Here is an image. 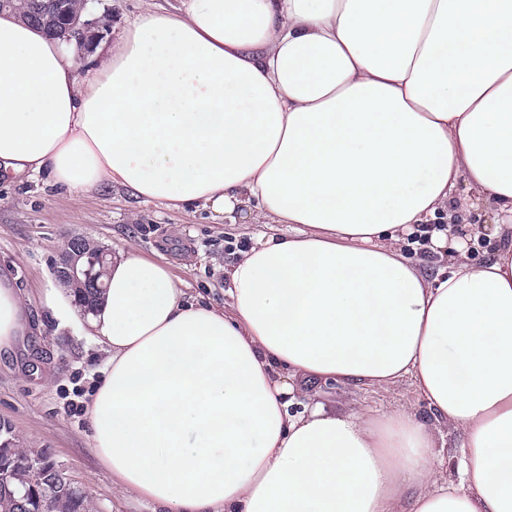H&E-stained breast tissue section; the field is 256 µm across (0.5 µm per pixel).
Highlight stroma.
Instances as JSON below:
<instances>
[{"label":"stroma","mask_w":512,"mask_h":512,"mask_svg":"<svg viewBox=\"0 0 512 512\" xmlns=\"http://www.w3.org/2000/svg\"><path fill=\"white\" fill-rule=\"evenodd\" d=\"M262 225L224 221L204 209H173L142 202L120 189L81 199L51 185L46 177L0 178V264L11 266L34 326L16 355L0 358V423L29 455L48 453L94 512H152L123 495L94 455L87 415L72 413L87 402L104 366V355L89 340L82 317L55 318L47 295L53 268L67 237L84 236L109 251L134 252L167 265L189 295L217 305L227 302L224 269L252 245ZM322 401L349 412L411 409L430 413L409 382L364 389L334 382L300 383L289 411L301 414Z\"/></svg>","instance_id":"stroma-1"}]
</instances>
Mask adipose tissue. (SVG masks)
<instances>
[{"label":"adipose tissue","instance_id":"obj_1","mask_svg":"<svg viewBox=\"0 0 512 512\" xmlns=\"http://www.w3.org/2000/svg\"><path fill=\"white\" fill-rule=\"evenodd\" d=\"M1 174L266 227L223 306L119 253L86 313L92 447L153 512H512V224L472 226L479 266L434 227L445 274L401 247L461 182L512 213V0H178L82 74L0 14ZM30 326L0 271V354ZM405 378L432 423L288 411L298 379Z\"/></svg>","mask_w":512,"mask_h":512}]
</instances>
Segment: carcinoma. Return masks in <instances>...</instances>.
Returning <instances> with one entry per match:
<instances>
[{
  "label": "carcinoma",
  "mask_w": 512,
  "mask_h": 512,
  "mask_svg": "<svg viewBox=\"0 0 512 512\" xmlns=\"http://www.w3.org/2000/svg\"><path fill=\"white\" fill-rule=\"evenodd\" d=\"M9 476L0 478V512H91L90 502L77 488L50 482L32 483L29 456L4 444Z\"/></svg>",
  "instance_id": "obj_1"
}]
</instances>
